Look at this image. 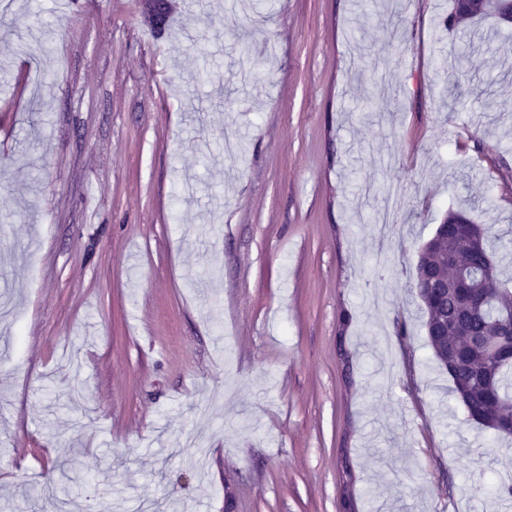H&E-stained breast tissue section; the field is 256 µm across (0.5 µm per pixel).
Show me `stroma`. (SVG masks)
<instances>
[{
  "instance_id": "1",
  "label": "stroma",
  "mask_w": 512,
  "mask_h": 512,
  "mask_svg": "<svg viewBox=\"0 0 512 512\" xmlns=\"http://www.w3.org/2000/svg\"><path fill=\"white\" fill-rule=\"evenodd\" d=\"M147 2L0 0V512H512L409 288L512 230V24Z\"/></svg>"
}]
</instances>
